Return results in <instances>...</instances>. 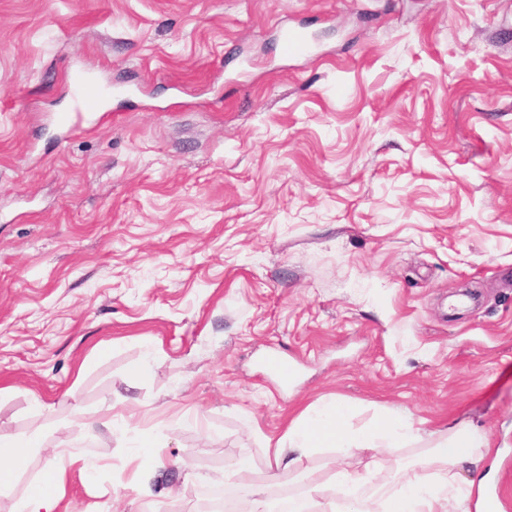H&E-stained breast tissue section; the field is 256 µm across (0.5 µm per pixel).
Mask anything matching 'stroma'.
<instances>
[{
    "label": "stroma",
    "mask_w": 512,
    "mask_h": 512,
    "mask_svg": "<svg viewBox=\"0 0 512 512\" xmlns=\"http://www.w3.org/2000/svg\"><path fill=\"white\" fill-rule=\"evenodd\" d=\"M75 70L108 117L66 131ZM333 399L419 438L271 472ZM462 420L512 495V0H0V433L47 434L0 512L57 448L75 512H198L242 457L384 497ZM282 50L287 56L303 55L311 51V44L301 29L289 28L282 39Z\"/></svg>",
    "instance_id": "obj_1"
}]
</instances>
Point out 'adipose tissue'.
<instances>
[{
	"label": "adipose tissue",
	"instance_id": "1",
	"mask_svg": "<svg viewBox=\"0 0 512 512\" xmlns=\"http://www.w3.org/2000/svg\"><path fill=\"white\" fill-rule=\"evenodd\" d=\"M344 406L336 401L305 411L304 420L292 423L282 437L267 450L275 465L292 467L307 457L313 449L336 448H401L412 441L411 426L399 417L385 416L372 428L363 431L345 429ZM43 443L36 434H0V490L11 488L18 465L40 454ZM490 450L484 431L463 421L445 431H437L436 440L423 462V472L407 478L398 493L392 495L384 512H447V501L439 497L429 471L442 466L467 486L484 483L482 462ZM91 471L95 460L75 459L72 455L56 454L52 464L27 490L23 512H69L64 502L65 477L72 465ZM374 500L353 497L344 506H337L324 489L313 488L299 495L292 512H375Z\"/></svg>",
	"mask_w": 512,
	"mask_h": 512
}]
</instances>
